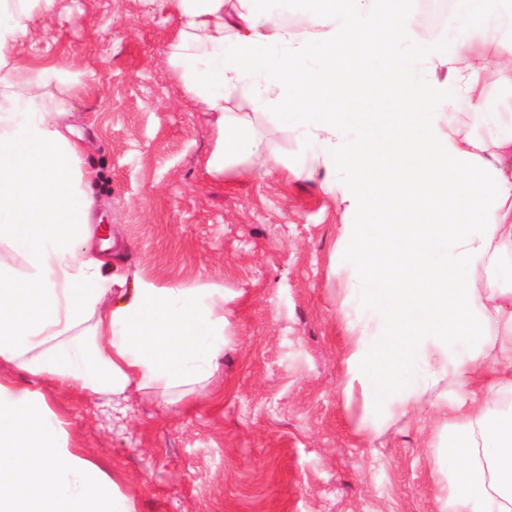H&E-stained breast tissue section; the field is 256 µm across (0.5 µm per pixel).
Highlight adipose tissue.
I'll list each match as a JSON object with an SVG mask.
<instances>
[{"label": "adipose tissue", "mask_w": 512, "mask_h": 512, "mask_svg": "<svg viewBox=\"0 0 512 512\" xmlns=\"http://www.w3.org/2000/svg\"><path fill=\"white\" fill-rule=\"evenodd\" d=\"M180 27L163 54L183 91L216 116L211 173L248 164L316 181L351 205L352 185H380L378 252L341 251L362 312L349 342L346 391L402 416L458 397L456 421L433 451L442 512H512V113L485 109L490 86L512 88V0H453L454 43L412 37L437 0H156ZM58 0H0V512H134L132 501L76 447L39 380L120 406L139 394L168 407L209 396L228 324L221 287L160 284L119 270L111 243L91 250L94 171L67 118L83 91L57 64L22 55L35 20ZM495 34V59L473 42ZM344 47L353 98L379 108L402 91L408 123L358 113L347 132L322 98ZM289 134L294 156L262 141ZM354 182L337 180L340 158ZM467 219L433 223L448 197Z\"/></svg>", "instance_id": "obj_1"}]
</instances>
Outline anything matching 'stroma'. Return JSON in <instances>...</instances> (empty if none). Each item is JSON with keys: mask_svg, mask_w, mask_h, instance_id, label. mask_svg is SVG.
Masks as SVG:
<instances>
[{"mask_svg": "<svg viewBox=\"0 0 512 512\" xmlns=\"http://www.w3.org/2000/svg\"><path fill=\"white\" fill-rule=\"evenodd\" d=\"M36 24L85 89L75 126L114 259L228 298L224 362L195 406L119 412L43 383L78 446L135 512H440L432 450L451 411L377 435L343 390L357 319L336 260L343 203L283 170L205 171L214 129L165 61L178 23L153 0H60Z\"/></svg>", "mask_w": 512, "mask_h": 512, "instance_id": "1", "label": "stroma"}]
</instances>
